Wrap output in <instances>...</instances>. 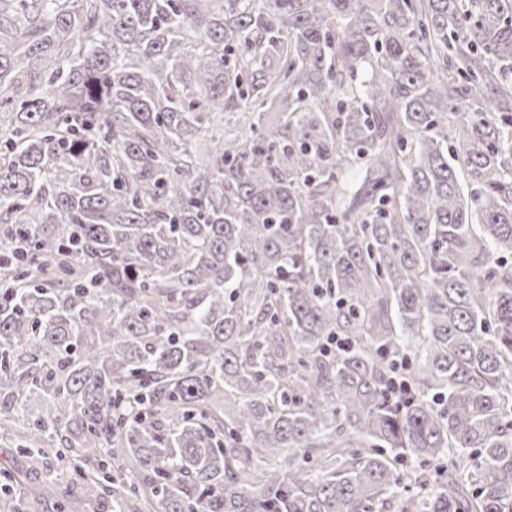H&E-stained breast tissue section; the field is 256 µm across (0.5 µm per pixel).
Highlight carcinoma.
<instances>
[{
  "label": "carcinoma",
  "instance_id": "1",
  "mask_svg": "<svg viewBox=\"0 0 512 512\" xmlns=\"http://www.w3.org/2000/svg\"><path fill=\"white\" fill-rule=\"evenodd\" d=\"M0 224L58 512H512V0H0Z\"/></svg>",
  "mask_w": 512,
  "mask_h": 512
}]
</instances>
